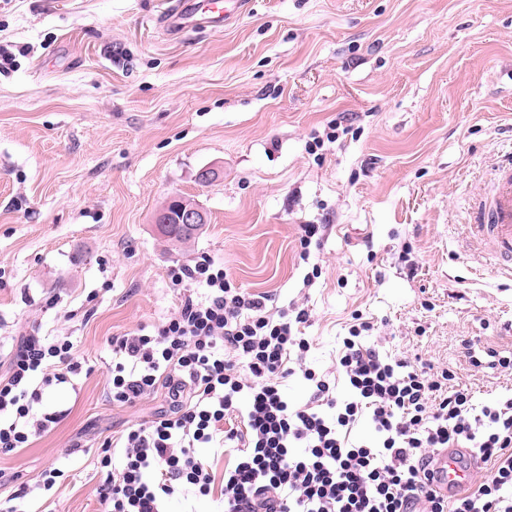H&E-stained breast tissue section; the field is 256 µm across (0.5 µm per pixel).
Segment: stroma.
Returning a JSON list of instances; mask_svg holds the SVG:
<instances>
[{"label":"stroma","instance_id":"1","mask_svg":"<svg viewBox=\"0 0 512 512\" xmlns=\"http://www.w3.org/2000/svg\"><path fill=\"white\" fill-rule=\"evenodd\" d=\"M164 9L0 0V374L29 334L69 339L82 365L46 398L58 423L0 453V512H102V443L170 407L163 387L112 403L110 341L177 310L169 272L204 253L273 309L306 308L329 377L359 313L371 347L450 370L475 404L512 394V369L464 349L512 357V279L468 215L512 155V0H247L175 34ZM175 194L209 219L184 246L154 223ZM305 224L320 231L304 261ZM201 454L211 493L169 512H222L233 456Z\"/></svg>","mask_w":512,"mask_h":512}]
</instances>
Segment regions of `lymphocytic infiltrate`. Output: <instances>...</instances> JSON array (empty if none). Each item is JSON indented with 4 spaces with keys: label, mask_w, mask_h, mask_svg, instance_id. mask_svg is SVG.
<instances>
[{
    "label": "lymphocytic infiltrate",
    "mask_w": 512,
    "mask_h": 512,
    "mask_svg": "<svg viewBox=\"0 0 512 512\" xmlns=\"http://www.w3.org/2000/svg\"><path fill=\"white\" fill-rule=\"evenodd\" d=\"M173 285L205 289L185 296L154 330L112 338L110 398L132 405L167 385L174 408L130 427L120 467L102 445L104 512H166L175 495L206 496L214 479L199 451L222 442L234 454L224 470V512H512V397L475 406L449 389V370L419 373L368 347L359 319L342 340L337 397L308 361L300 327L306 309H268L267 294L238 287L214 259L171 269ZM66 339L26 336L0 376V452L24 447L59 419L38 409L43 391L68 383L80 365ZM299 377L304 405L284 382ZM368 435L352 444L359 425ZM465 446L492 469L454 496L438 492L432 456Z\"/></svg>",
    "instance_id": "1"
}]
</instances>
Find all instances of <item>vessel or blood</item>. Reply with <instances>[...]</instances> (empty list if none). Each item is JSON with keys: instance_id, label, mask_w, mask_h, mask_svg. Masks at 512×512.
Segmentation results:
<instances>
[{"instance_id": "vessel-or-blood-1", "label": "vessel or blood", "mask_w": 512, "mask_h": 512, "mask_svg": "<svg viewBox=\"0 0 512 512\" xmlns=\"http://www.w3.org/2000/svg\"><path fill=\"white\" fill-rule=\"evenodd\" d=\"M233 14L225 0H174L166 21L181 30L198 23L220 27ZM470 230L474 238L489 244L495 268L512 277V158L495 166L490 191L470 211ZM435 468L444 494L458 493L470 484L472 471L455 450L440 452Z\"/></svg>"}]
</instances>
